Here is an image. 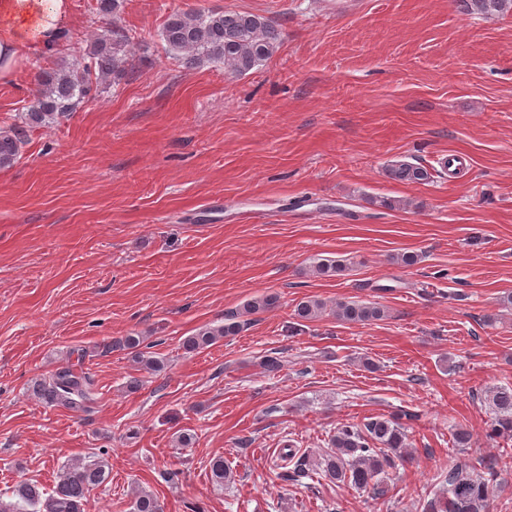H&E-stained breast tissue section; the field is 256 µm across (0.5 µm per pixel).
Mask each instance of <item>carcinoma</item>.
I'll return each instance as SVG.
<instances>
[{"mask_svg": "<svg viewBox=\"0 0 512 512\" xmlns=\"http://www.w3.org/2000/svg\"><path fill=\"white\" fill-rule=\"evenodd\" d=\"M124 0H96L99 17L114 20ZM467 11L492 16L512 10V0H462ZM160 38L168 52L184 67L194 69L204 64H220L224 70L244 75L269 59L278 47L280 31L266 19L240 11H174L166 19ZM135 36L122 26L103 30L80 58L66 60L42 69L37 89L24 112V125L0 131V167L12 165L20 154L27 129L45 127L60 117L77 110L93 98L98 86L122 78L126 56L131 53ZM436 170L421 163L398 161L388 168L391 179L407 184L431 181ZM349 270L344 260L322 259L313 272L322 277L339 276ZM279 298L263 295L246 304L245 312L255 313L275 308ZM326 311V303L309 298L300 302L295 316L312 321ZM336 318L347 323L378 320L384 311L358 301L336 303ZM241 323L231 315L226 323L206 327L182 342V348L194 353L216 343L220 338L237 335ZM143 341L129 336L123 346L131 350L132 361L144 370L157 372L163 364L141 349ZM31 394L48 407L88 411L96 403L95 379L92 373L62 364L30 387ZM494 418L486 429L491 439L512 438V387H501L492 396ZM332 448L315 463L306 456L288 453L291 467L280 474L285 480L300 484L304 479L324 480L337 486L348 485L381 498L390 491L386 480L395 459L407 453L406 434L394 418L378 417L361 426L343 424L336 428ZM107 461L98 458L91 463H78L68 468L52 490L36 482L23 481L12 487V501L0 499V512H86L91 492L107 480ZM439 489L427 501L424 512H486L492 487L499 484L495 466L482 459L474 463L455 464L438 476ZM133 512H164L159 496L140 489L133 498Z\"/></svg>", "mask_w": 512, "mask_h": 512, "instance_id": "carcinoma-1", "label": "carcinoma"}]
</instances>
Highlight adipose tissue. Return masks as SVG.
<instances>
[{"mask_svg": "<svg viewBox=\"0 0 512 512\" xmlns=\"http://www.w3.org/2000/svg\"><path fill=\"white\" fill-rule=\"evenodd\" d=\"M69 18V0H0V80L58 46Z\"/></svg>", "mask_w": 512, "mask_h": 512, "instance_id": "adipose-tissue-1", "label": "adipose tissue"}]
</instances>
